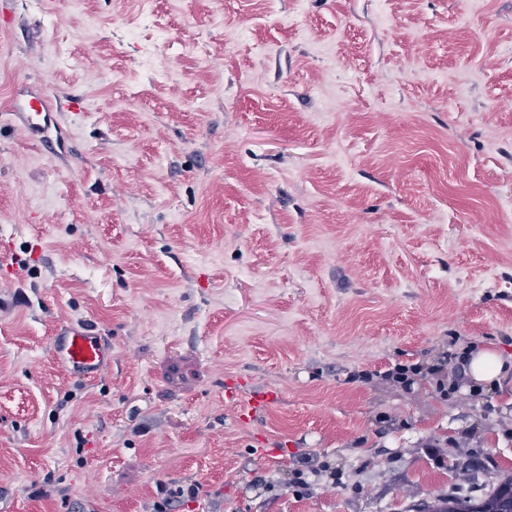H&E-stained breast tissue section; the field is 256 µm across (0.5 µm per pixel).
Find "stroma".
Listing matches in <instances>:
<instances>
[{"instance_id":"1","label":"stroma","mask_w":512,"mask_h":512,"mask_svg":"<svg viewBox=\"0 0 512 512\" xmlns=\"http://www.w3.org/2000/svg\"><path fill=\"white\" fill-rule=\"evenodd\" d=\"M8 2L0 512H422L512 473V383L449 356L512 355V0ZM16 94L59 100L51 151ZM63 324L111 341L97 380ZM229 384L280 400L240 424ZM306 453L335 485L289 491ZM52 355L72 377L91 382L111 363L112 344L92 329L65 325L53 336ZM465 367V374L472 382L471 390L485 394L503 387V382L512 374L511 364L495 348L465 347L459 353ZM202 486L198 483L188 485H177L169 487L166 484H160V494L158 501H155L153 512H180L186 503L190 501L198 502Z\"/></svg>"}]
</instances>
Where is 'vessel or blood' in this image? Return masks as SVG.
I'll list each match as a JSON object with an SVG mask.
<instances>
[{
    "label": "vessel or blood",
    "instance_id": "obj_1",
    "mask_svg": "<svg viewBox=\"0 0 512 512\" xmlns=\"http://www.w3.org/2000/svg\"><path fill=\"white\" fill-rule=\"evenodd\" d=\"M55 103L48 97L38 101L12 99L10 108L32 132H40L43 123L49 119ZM52 355L54 361L72 377L82 381L96 380L112 361V344L94 330L74 325L59 328L53 336ZM226 400L239 404L237 422L251 420L262 409L276 402V391L268 390L250 397H243L240 390L228 388Z\"/></svg>",
    "mask_w": 512,
    "mask_h": 512
}]
</instances>
